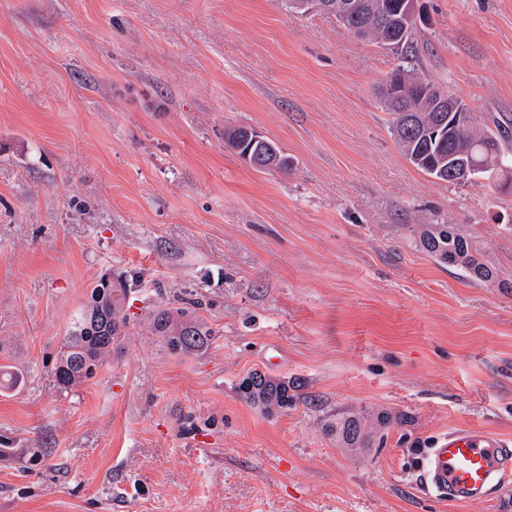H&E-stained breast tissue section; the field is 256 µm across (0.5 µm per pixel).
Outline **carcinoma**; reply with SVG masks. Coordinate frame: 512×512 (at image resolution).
Instances as JSON below:
<instances>
[{"instance_id": "cac0c4a2", "label": "carcinoma", "mask_w": 512, "mask_h": 512, "mask_svg": "<svg viewBox=\"0 0 512 512\" xmlns=\"http://www.w3.org/2000/svg\"><path fill=\"white\" fill-rule=\"evenodd\" d=\"M351 9L335 16L336 21L355 36L380 45L400 47L410 42L413 27L406 21L403 0H350ZM453 99L449 93L421 79L405 65L399 66L382 88V99L393 115L392 134L404 157L417 169L434 179L464 186L483 178L494 181L512 179V152L504 149L497 134L480 127L478 120L463 124L458 113L448 111V104L438 102V95ZM245 142L242 126L224 128V146L232 152ZM252 155L253 169L290 170L293 160L272 141L257 143ZM422 247L439 260L456 264L479 278L489 272L472 258L468 243L436 224L425 231ZM103 280L97 281L90 297L71 323L54 367L58 387L69 390L95 376L119 348L130 328L126 301L129 288L124 283L101 293ZM151 332L168 348L183 355L206 350L213 341V331L186 308H159L148 316ZM238 394L248 404L266 412L286 409L296 400L288 382L261 372H252L237 386ZM349 448H366L365 414L349 413L328 423Z\"/></svg>"}]
</instances>
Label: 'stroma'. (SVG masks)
Returning a JSON list of instances; mask_svg holds the SVG:
<instances>
[{"label": "stroma", "instance_id": "35a3bbf8", "mask_svg": "<svg viewBox=\"0 0 512 512\" xmlns=\"http://www.w3.org/2000/svg\"><path fill=\"white\" fill-rule=\"evenodd\" d=\"M423 79L512 149V0H420ZM399 51L280 0H0V512H512L420 483L462 425L512 445V184L438 181L390 133ZM279 143L258 172L225 126ZM451 226L489 273L425 251ZM122 352L60 390L53 367L102 276ZM193 305L184 356L149 311ZM299 384L266 415L236 391ZM387 413L342 448L336 414Z\"/></svg>", "mask_w": 512, "mask_h": 512}]
</instances>
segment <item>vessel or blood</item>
<instances>
[{
    "label": "vessel or blood",
    "mask_w": 512,
    "mask_h": 512,
    "mask_svg": "<svg viewBox=\"0 0 512 512\" xmlns=\"http://www.w3.org/2000/svg\"><path fill=\"white\" fill-rule=\"evenodd\" d=\"M512 479V448L486 433L458 428L429 449L421 480L455 503L489 498Z\"/></svg>",
    "instance_id": "vessel-or-blood-1"
}]
</instances>
